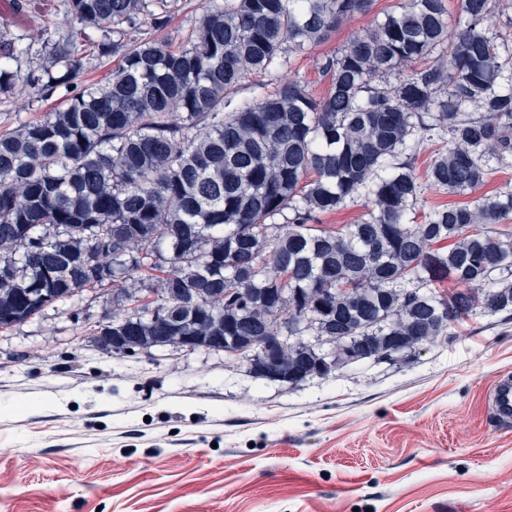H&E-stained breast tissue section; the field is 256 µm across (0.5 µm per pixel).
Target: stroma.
<instances>
[{"instance_id":"1","label":"stroma","mask_w":512,"mask_h":512,"mask_svg":"<svg viewBox=\"0 0 512 512\" xmlns=\"http://www.w3.org/2000/svg\"><path fill=\"white\" fill-rule=\"evenodd\" d=\"M373 0L288 69L315 98L320 71L396 9ZM202 0H179L155 39L186 44ZM13 63L0 127L54 113ZM112 288L0 330V512H512V424L487 410L512 376V315H478L388 364L298 385L172 347L113 355L91 328Z\"/></svg>"}]
</instances>
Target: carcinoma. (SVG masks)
<instances>
[{"mask_svg":"<svg viewBox=\"0 0 512 512\" xmlns=\"http://www.w3.org/2000/svg\"><path fill=\"white\" fill-rule=\"evenodd\" d=\"M403 0L351 38L321 68L316 99L298 79L233 104L251 74L287 66L284 54L327 38L372 0H207L188 45L148 31L166 25L177 0H18L36 18L51 10L93 22L101 48L121 54L104 85L78 83L89 36L45 32L38 48L0 30V96L10 61H45L36 95L62 115L0 131V329L30 313L27 289L54 306L108 280L142 276L175 310L152 330L126 323L127 292L112 298V325L148 350L153 336H214L225 349L277 333L290 305L322 303L317 335L373 336L387 324L407 351L434 343L477 314L512 313V235L488 226L512 217V191L437 207L418 223L423 187L464 194L512 167V52L490 31L504 0ZM116 34L119 40H110ZM447 65L427 64L435 54ZM394 85L372 82L395 70ZM436 111H431V108ZM425 184L414 162L434 137ZM366 212L344 230L315 223L349 200ZM210 238L220 244L207 250ZM167 264L165 276L153 271ZM448 281L446 295L436 284ZM279 358L305 381L312 358L295 344Z\"/></svg>","mask_w":512,"mask_h":512,"instance_id":"cac0c4a2","label":"carcinoma"}]
</instances>
